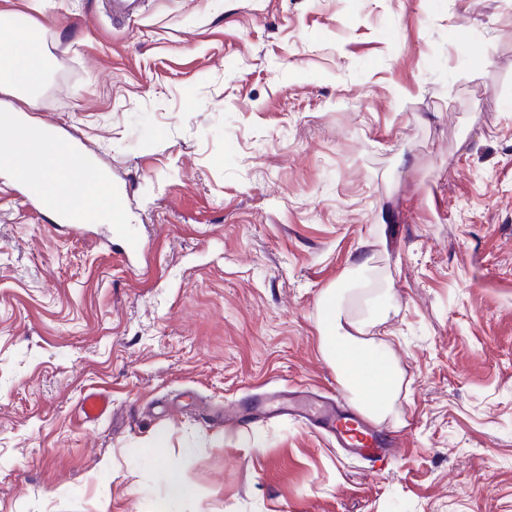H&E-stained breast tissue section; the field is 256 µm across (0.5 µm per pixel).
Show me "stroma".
<instances>
[{
    "mask_svg": "<svg viewBox=\"0 0 512 512\" xmlns=\"http://www.w3.org/2000/svg\"><path fill=\"white\" fill-rule=\"evenodd\" d=\"M104 5L0 0L55 67L33 119L150 242L128 268L0 172V512H512V0ZM362 262L404 372L385 469L221 424L274 390L353 409L319 324Z\"/></svg>",
    "mask_w": 512,
    "mask_h": 512,
    "instance_id": "35a3bbf8",
    "label": "stroma"
}]
</instances>
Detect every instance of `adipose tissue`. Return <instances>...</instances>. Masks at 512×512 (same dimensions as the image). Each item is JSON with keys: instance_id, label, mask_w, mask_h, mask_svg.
I'll list each match as a JSON object with an SVG mask.
<instances>
[{"instance_id": "obj_1", "label": "adipose tissue", "mask_w": 512, "mask_h": 512, "mask_svg": "<svg viewBox=\"0 0 512 512\" xmlns=\"http://www.w3.org/2000/svg\"><path fill=\"white\" fill-rule=\"evenodd\" d=\"M366 293V307L351 311L337 303L335 289H327L321 351L358 407L379 421L394 416L404 374L388 341L369 335L371 328L386 322L389 310L378 289L370 287Z\"/></svg>"}]
</instances>
